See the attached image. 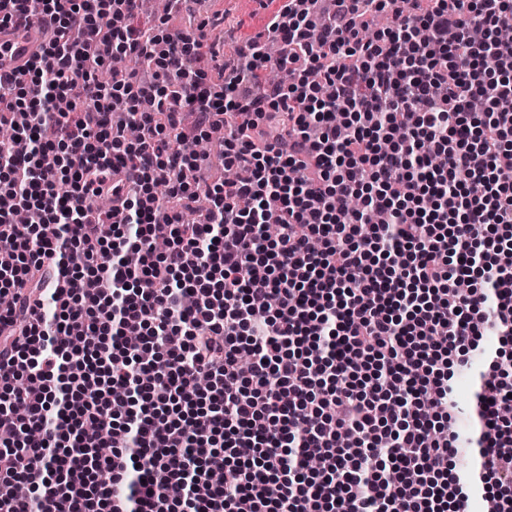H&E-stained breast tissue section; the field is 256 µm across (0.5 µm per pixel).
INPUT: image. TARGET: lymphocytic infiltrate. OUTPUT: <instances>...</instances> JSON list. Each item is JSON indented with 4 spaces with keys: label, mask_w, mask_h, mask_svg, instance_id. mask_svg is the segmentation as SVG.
Masks as SVG:
<instances>
[{
    "label": "lymphocytic infiltrate",
    "mask_w": 512,
    "mask_h": 512,
    "mask_svg": "<svg viewBox=\"0 0 512 512\" xmlns=\"http://www.w3.org/2000/svg\"><path fill=\"white\" fill-rule=\"evenodd\" d=\"M140 2L0 0L46 23L0 73V512H467L476 479L512 512V359L448 473V367L512 336V0H286L217 84ZM218 124L248 179L183 184Z\"/></svg>",
    "instance_id": "obj_1"
}]
</instances>
